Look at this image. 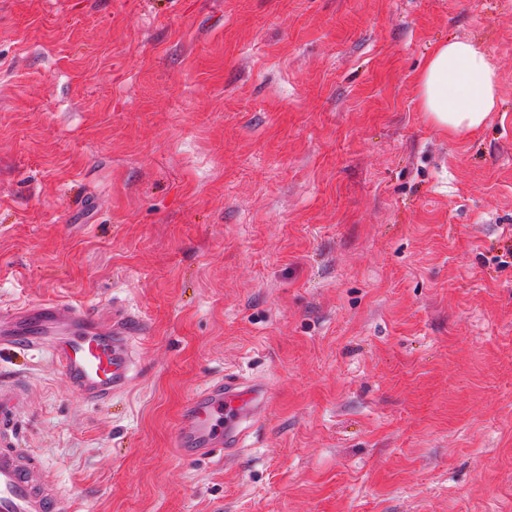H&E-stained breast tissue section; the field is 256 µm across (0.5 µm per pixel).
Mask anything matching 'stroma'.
<instances>
[{"instance_id":"1","label":"stroma","mask_w":512,"mask_h":512,"mask_svg":"<svg viewBox=\"0 0 512 512\" xmlns=\"http://www.w3.org/2000/svg\"><path fill=\"white\" fill-rule=\"evenodd\" d=\"M481 45L485 123L418 98ZM512 0H0V308L121 306L131 388L0 352L74 512H512ZM225 374L268 418L174 445ZM497 77L487 53L459 41L438 44L417 76L421 109L439 130L477 128L496 105ZM270 404L271 393L264 384L231 375L212 379L184 404L176 446L192 448L200 458L224 452L227 460L241 447L259 422L258 417L265 416Z\"/></svg>"}]
</instances>
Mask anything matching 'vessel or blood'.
Listing matches in <instances>:
<instances>
[{"label": "vessel or blood", "mask_w": 512, "mask_h": 512, "mask_svg": "<svg viewBox=\"0 0 512 512\" xmlns=\"http://www.w3.org/2000/svg\"><path fill=\"white\" fill-rule=\"evenodd\" d=\"M147 334L142 318L117 306L106 325L89 307L58 301L0 311V351L47 348L71 393L94 405L131 386V345ZM270 404L264 384L231 375L212 379L184 404L176 445L200 458L232 456ZM19 417L14 398L0 385V512H72L52 476L34 480L39 461L18 442Z\"/></svg>", "instance_id": "obj_1"}]
</instances>
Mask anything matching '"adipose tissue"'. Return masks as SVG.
<instances>
[{
  "label": "adipose tissue",
  "instance_id": "adipose-tissue-1",
  "mask_svg": "<svg viewBox=\"0 0 512 512\" xmlns=\"http://www.w3.org/2000/svg\"><path fill=\"white\" fill-rule=\"evenodd\" d=\"M497 77L484 49L459 41L438 44L417 76L421 109L439 130L477 128L495 105Z\"/></svg>",
  "mask_w": 512,
  "mask_h": 512
}]
</instances>
